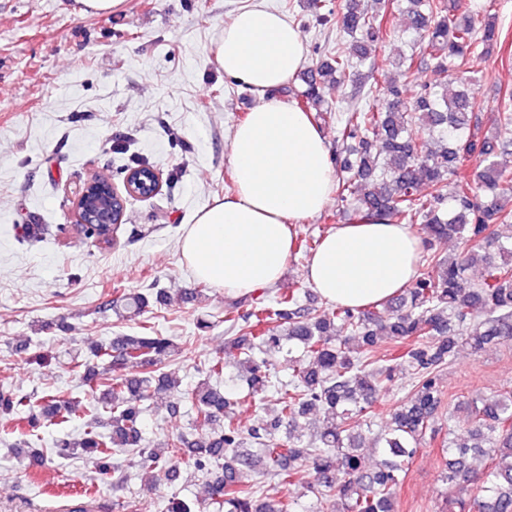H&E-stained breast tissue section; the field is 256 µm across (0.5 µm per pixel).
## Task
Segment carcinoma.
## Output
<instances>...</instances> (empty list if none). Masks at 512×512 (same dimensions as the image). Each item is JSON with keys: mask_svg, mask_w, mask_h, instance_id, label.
<instances>
[{"mask_svg": "<svg viewBox=\"0 0 512 512\" xmlns=\"http://www.w3.org/2000/svg\"><path fill=\"white\" fill-rule=\"evenodd\" d=\"M392 11L403 16L410 44L425 43L437 59L442 79L409 98L390 86L382 90L381 105L355 103L336 119L333 190L357 219L380 216L421 226L425 236L412 285L379 306L322 313L304 306L294 288L278 293L271 305L267 290L257 288L247 308H225L224 322L235 337L225 342L224 360L210 361L205 379L193 388H181L176 376L161 371L162 360L178 347L150 325L97 344L91 353L101 367L84 371L76 361L74 371L109 414L112 430L106 435L98 422H88L80 439L56 440V456L86 458L107 476L115 454L134 451L156 478L175 473L172 462L184 458L212 477L214 512H396L405 466L427 433L435 432L441 413L439 369L463 344L478 353L512 339V237L499 233L512 225V169L499 160L512 147V113H498L496 133H483L473 83L448 80L475 51L499 53L505 45L492 20L479 19L459 3L450 9L447 0H381L374 12L347 0L336 13V45L300 74L304 88L296 99L302 110L327 111L323 85L343 83L368 59V44L383 39ZM418 125L432 135L434 149L421 150ZM473 160L479 168L471 181L463 172ZM453 236L470 248L454 256L436 254L434 245ZM319 245L314 236L299 237L292 252L310 255ZM477 265L485 266L486 275L471 283L466 272ZM152 302L164 304L167 296L160 289L132 293L126 310L135 317ZM388 341L397 353L378 358L377 348ZM285 344L301 351L299 368L275 390V416L247 429L236 409L265 399L270 386L259 354ZM231 362L237 374L229 392L210 380ZM128 363L140 371L114 373ZM401 366L414 372L413 393L390 411L374 440L380 459L366 469L358 453L366 414ZM159 393L191 404L201 428L196 438L177 434L155 448L143 445L142 402ZM19 408L26 413L25 436L63 429L84 415L79 401L53 390L35 404L5 389L1 428ZM313 410L322 413L321 426L305 439L293 427ZM448 420L463 423L467 434L443 442L448 462L441 481L455 490L448 512H512V391L461 402L448 409ZM306 469L314 472L315 483L300 489ZM249 472L277 478L288 494L259 499L256 486L245 481Z\"/></svg>", "mask_w": 512, "mask_h": 512, "instance_id": "1", "label": "carcinoma"}]
</instances>
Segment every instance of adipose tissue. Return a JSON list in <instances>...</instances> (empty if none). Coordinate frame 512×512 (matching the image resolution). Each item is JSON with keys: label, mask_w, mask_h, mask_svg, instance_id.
Here are the masks:
<instances>
[{"label": "adipose tissue", "mask_w": 512, "mask_h": 512, "mask_svg": "<svg viewBox=\"0 0 512 512\" xmlns=\"http://www.w3.org/2000/svg\"><path fill=\"white\" fill-rule=\"evenodd\" d=\"M226 77L261 94L260 104L232 136L235 196L202 209L181 240L199 279L231 296L276 283L300 221L329 200L330 150L310 113L275 91L298 72L305 44L279 11L240 10L214 47ZM420 239L410 225L375 218L340 224L321 240L305 276L324 299L363 309L413 280Z\"/></svg>", "instance_id": "obj_1"}]
</instances>
